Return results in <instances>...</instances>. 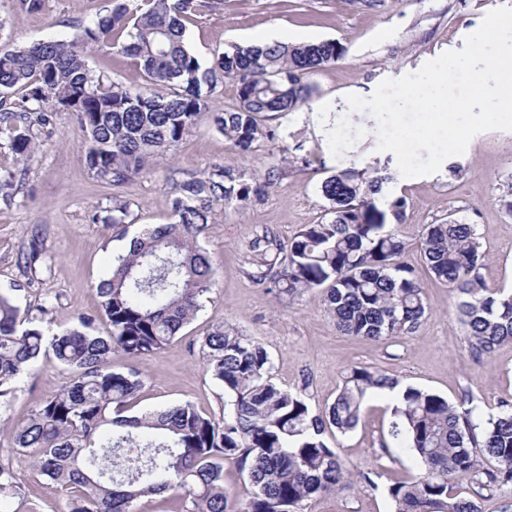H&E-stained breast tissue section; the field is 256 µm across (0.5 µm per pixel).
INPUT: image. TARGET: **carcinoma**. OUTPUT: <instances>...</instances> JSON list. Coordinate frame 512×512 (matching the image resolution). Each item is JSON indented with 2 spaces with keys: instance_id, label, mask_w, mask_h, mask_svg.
Masks as SVG:
<instances>
[{
  "instance_id": "1",
  "label": "carcinoma",
  "mask_w": 512,
  "mask_h": 512,
  "mask_svg": "<svg viewBox=\"0 0 512 512\" xmlns=\"http://www.w3.org/2000/svg\"><path fill=\"white\" fill-rule=\"evenodd\" d=\"M126 3L68 41L46 40L0 53V140L27 159L57 109L73 112L85 133L94 175L121 185L146 171L150 159L176 146L206 107V94L231 82L236 101L215 122L239 154L279 138L274 122L306 106L316 92L310 76L343 58L337 40L235 46L208 66L190 50L185 20L207 0ZM107 47L133 61L147 86L131 90L93 75L86 52ZM282 167L260 177L215 166L202 177L174 180L173 221L133 239L96 285L94 319L50 333L0 294V398L9 384L50 353L66 381L10 432L13 447L33 451V469L69 493V512H133L135 501L171 493L190 504L181 512H301L302 503L350 482V471L324 440L358 423L370 393L398 381L368 367L351 368L334 402L313 412L304 394L280 385L267 350L233 326L202 342L204 368L224 389L222 416L189 402L138 415L131 405L143 387L138 373L114 371L112 353L130 359L160 353L192 320L210 292L215 267L198 239L216 208L261 204ZM389 163L351 161L319 186L325 213L284 243L267 232L250 245L245 274L280 298L321 290L325 312L349 336L379 340L415 331L428 315L424 287L403 261L407 246L395 230L407 201L387 198ZM15 173L0 172V195L19 191ZM129 204L112 198L106 224H124ZM421 251L428 271L459 295L456 307L477 356L512 341V291L485 287L487 253L475 225L448 220L426 225ZM390 436L419 464L409 481L389 486L393 512H481L461 495L512 488V403L483 415L473 398L451 403L408 386L395 399ZM235 463L253 488L237 505L224 486V464ZM24 499L13 469L0 464V497Z\"/></svg>"
}]
</instances>
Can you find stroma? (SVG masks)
<instances>
[{
  "mask_svg": "<svg viewBox=\"0 0 512 512\" xmlns=\"http://www.w3.org/2000/svg\"><path fill=\"white\" fill-rule=\"evenodd\" d=\"M114 0H43L28 12L15 0H0L5 33L0 49L11 50L40 40L69 39L77 27L107 15ZM512 0H217L215 9L187 23V41L201 63L215 54L245 45L267 31L290 43L337 40L347 49L343 59L311 77L317 92L309 104L281 120L283 143L265 142L249 155L235 152L214 123L236 96L233 84L217 86L208 109L173 150L155 155L144 173L122 186L98 179L86 162L85 136L75 116L53 114L49 134L41 136L22 165V190L12 203L0 201V293L12 297L33 320L52 302L49 330L71 327L77 316L94 317L99 334L108 323L99 316L96 284L115 255L129 248L141 230L172 220L170 169L200 176L218 165L265 172L280 146H301L309 167L284 165L262 204L240 211L217 212L199 243L216 269L211 291L195 318L160 353L132 360L113 354V370H135L144 385L134 410L144 413L191 402L204 413L221 414L224 390L206 373L201 342L219 325H232L256 338L267 350L272 373L284 387L304 390L314 412L331 404L352 367L376 368L401 386L430 390L449 401L472 395L483 413L512 401V342L487 356L472 353L457 320L459 298L447 285L431 279L424 267L420 238L426 225L456 212L475 225L489 254L483 278L489 289H512V131L477 134L465 153L448 158L437 173L414 178L395 175L392 196L407 200L398 227L408 249L406 261L424 286L429 315L413 333L368 341L340 332L318 296L279 300L244 273L250 243L263 230L288 239L302 225L320 221L324 201L318 192L328 171L352 158L387 160L378 151V122L370 113L351 111L347 97H370L386 79L421 69L448 50H459L484 16ZM94 75L139 90L145 78L127 58L109 49L87 51ZM129 205L128 223L112 226L95 216L113 195ZM51 260L50 270L30 274L25 260L32 252ZM64 374L46 355L16 378L0 399V463L13 468L36 512H68L65 492L38 476L29 455L18 453L8 429L43 399L62 387ZM393 403L369 396L356 427L347 433L326 431L324 438L356 477L349 487L304 501L303 512H391L387 490L418 469L408 452L386 449ZM371 473L366 484L359 473Z\"/></svg>",
  "mask_w": 512,
  "mask_h": 512,
  "instance_id": "1",
  "label": "stroma"
}]
</instances>
